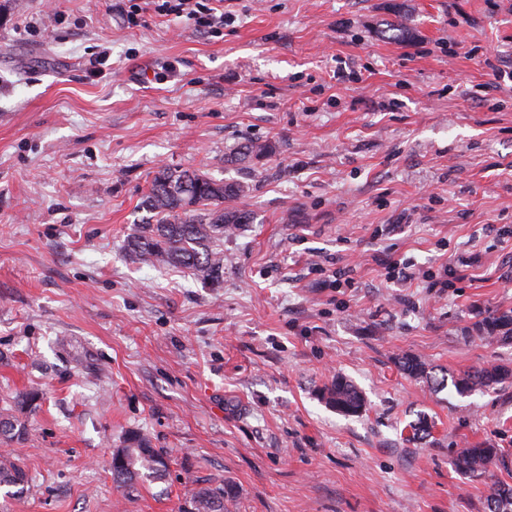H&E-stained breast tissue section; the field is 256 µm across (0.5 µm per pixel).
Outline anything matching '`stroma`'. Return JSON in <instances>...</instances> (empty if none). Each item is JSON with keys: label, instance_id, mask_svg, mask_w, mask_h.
Instances as JSON below:
<instances>
[{"label": "stroma", "instance_id": "35a3bbf8", "mask_svg": "<svg viewBox=\"0 0 512 512\" xmlns=\"http://www.w3.org/2000/svg\"><path fill=\"white\" fill-rule=\"evenodd\" d=\"M127 6L0 0V409L37 396L0 444L31 477L11 512H182L223 481L230 512H486L512 382L430 380L512 367L472 329L512 308V0H224L218 29ZM164 167L243 185L222 283L127 257ZM339 375L362 415L321 400ZM132 430L169 466L127 493ZM476 442L502 458L470 478ZM512 379V368L504 365L484 367L452 377L457 394L463 396L476 390H489ZM499 448L486 444L458 448L454 455L455 469L468 477H480L487 467L501 456Z\"/></svg>", "mask_w": 512, "mask_h": 512}]
</instances>
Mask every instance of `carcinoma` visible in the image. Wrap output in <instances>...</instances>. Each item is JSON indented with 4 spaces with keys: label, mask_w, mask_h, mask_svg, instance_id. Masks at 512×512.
Returning a JSON list of instances; mask_svg holds the SVG:
<instances>
[{
    "label": "carcinoma",
    "mask_w": 512,
    "mask_h": 512,
    "mask_svg": "<svg viewBox=\"0 0 512 512\" xmlns=\"http://www.w3.org/2000/svg\"><path fill=\"white\" fill-rule=\"evenodd\" d=\"M241 192L237 184L216 181L204 173L159 170L152 178L141 202L151 214L128 238L126 252L143 264L181 267L204 278L219 279L223 259L216 243L224 239L247 216L238 210L224 208V201ZM479 338L488 342H512V309L494 310L475 323ZM512 379V368L504 365L468 371L452 378L457 394L463 396L476 390H489ZM321 398L337 412L355 416L365 407L362 393L349 381L336 378L325 386ZM25 427L9 412L0 414V441L11 442L24 433ZM121 454L112 457V478L130 492L143 480L164 476L167 465L164 453L151 446L149 439L138 432L125 435ZM499 449L486 444L459 448L454 455L455 469L468 477H480L487 467L499 459ZM10 487L8 495H21L29 486V475L15 461L0 462V487ZM234 498L232 486H208L197 490L189 501L187 512H228ZM489 512H512V486L490 488L487 496Z\"/></svg>",
    "instance_id": "carcinoma-1"
}]
</instances>
